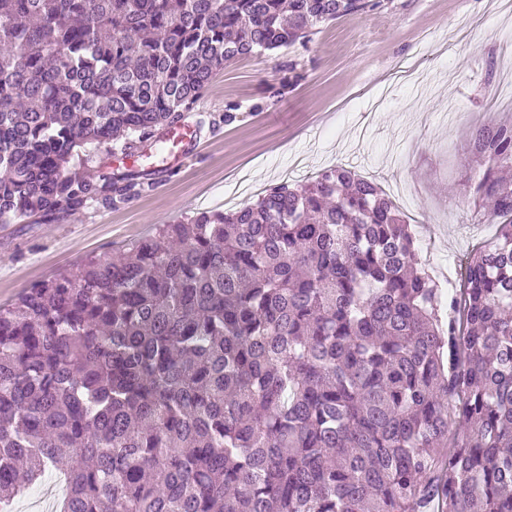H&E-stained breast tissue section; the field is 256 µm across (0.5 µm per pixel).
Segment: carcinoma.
I'll return each instance as SVG.
<instances>
[{
    "mask_svg": "<svg viewBox=\"0 0 512 512\" xmlns=\"http://www.w3.org/2000/svg\"><path fill=\"white\" fill-rule=\"evenodd\" d=\"M371 6L0 0V224L152 189L72 167ZM473 156L497 234L446 300L393 201L334 166L0 305V503L64 464L62 512H512V119Z\"/></svg>",
    "mask_w": 512,
    "mask_h": 512,
    "instance_id": "obj_1",
    "label": "carcinoma"
}]
</instances>
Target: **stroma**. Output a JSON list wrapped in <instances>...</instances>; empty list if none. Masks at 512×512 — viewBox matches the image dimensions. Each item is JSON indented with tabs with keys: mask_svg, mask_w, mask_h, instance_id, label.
Returning <instances> with one entry per match:
<instances>
[{
	"mask_svg": "<svg viewBox=\"0 0 512 512\" xmlns=\"http://www.w3.org/2000/svg\"><path fill=\"white\" fill-rule=\"evenodd\" d=\"M311 28L305 42L227 63L187 112L192 145L99 147L83 174L152 173V191L53 221L0 224V305L90 257L124 253L165 224L256 202L344 166L403 213L439 287L461 282L497 227L474 223L471 132L512 117V8L503 0H376ZM239 109L224 121L227 103Z\"/></svg>",
	"mask_w": 512,
	"mask_h": 512,
	"instance_id": "35a3bbf8",
	"label": "stroma"
}]
</instances>
